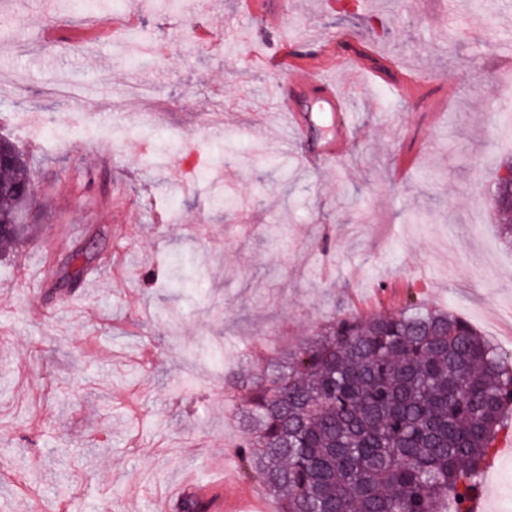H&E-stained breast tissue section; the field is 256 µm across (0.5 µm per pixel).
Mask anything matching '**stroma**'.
I'll list each match as a JSON object with an SVG mask.
<instances>
[{"label": "stroma", "instance_id": "stroma-1", "mask_svg": "<svg viewBox=\"0 0 512 512\" xmlns=\"http://www.w3.org/2000/svg\"><path fill=\"white\" fill-rule=\"evenodd\" d=\"M189 2L127 0L138 37L166 46L136 65L122 29L97 40L83 14L0 0L21 19L0 30V136L32 156L36 186L23 241L0 255V512H176L184 475L210 481L244 436L225 375L347 313L411 296L512 357V248L490 196L512 152V0L494 30L481 0H271L278 33L239 0ZM50 23L73 40L43 41ZM201 23L211 44L192 37ZM250 34L331 38L323 67L342 89L345 51L376 70L348 101L336 169L283 148ZM395 70L422 78L418 101L392 94ZM17 112L48 120L44 139ZM78 249L80 286L48 295ZM511 441L482 468L490 512H512Z\"/></svg>", "mask_w": 512, "mask_h": 512}]
</instances>
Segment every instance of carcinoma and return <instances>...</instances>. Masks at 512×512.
I'll list each match as a JSON object with an SVG mask.
<instances>
[{"instance_id":"obj_1","label":"carcinoma","mask_w":512,"mask_h":512,"mask_svg":"<svg viewBox=\"0 0 512 512\" xmlns=\"http://www.w3.org/2000/svg\"><path fill=\"white\" fill-rule=\"evenodd\" d=\"M0 153L7 251L34 196L26 154L4 136ZM511 196L495 179L510 246ZM232 389L246 428L235 459L281 512H468L481 465L512 429L509 358L463 318L413 302L339 318ZM177 512H212V501L186 494Z\"/></svg>"}]
</instances>
